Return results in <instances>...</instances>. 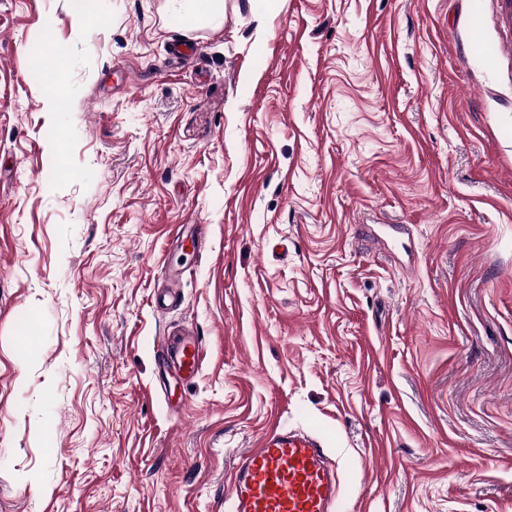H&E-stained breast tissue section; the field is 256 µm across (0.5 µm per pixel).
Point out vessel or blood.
Instances as JSON below:
<instances>
[{
	"mask_svg": "<svg viewBox=\"0 0 512 512\" xmlns=\"http://www.w3.org/2000/svg\"><path fill=\"white\" fill-rule=\"evenodd\" d=\"M207 350L175 343L170 357L183 377L195 376ZM338 464L312 433L275 427L238 456L224 499L231 512H336Z\"/></svg>",
	"mask_w": 512,
	"mask_h": 512,
	"instance_id": "obj_1",
	"label": "vessel or blood"
}]
</instances>
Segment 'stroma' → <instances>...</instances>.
<instances>
[{
  "instance_id": "stroma-1",
  "label": "stroma",
  "mask_w": 512,
  "mask_h": 512,
  "mask_svg": "<svg viewBox=\"0 0 512 512\" xmlns=\"http://www.w3.org/2000/svg\"><path fill=\"white\" fill-rule=\"evenodd\" d=\"M164 7L0 0V512H225L276 425L339 512H512V5ZM169 22L193 27L214 23L224 16L223 0H166ZM206 353L207 350L201 341L190 338L175 343L170 358L184 379L191 378L199 372Z\"/></svg>"
}]
</instances>
